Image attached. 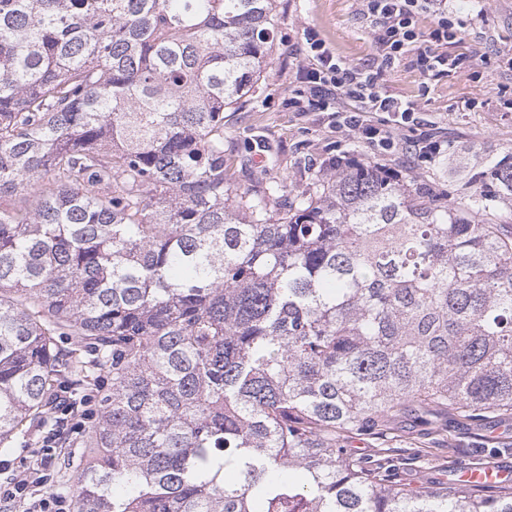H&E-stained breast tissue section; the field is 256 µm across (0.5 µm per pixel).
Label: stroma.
<instances>
[{"label": "stroma", "instance_id": "1", "mask_svg": "<svg viewBox=\"0 0 512 512\" xmlns=\"http://www.w3.org/2000/svg\"><path fill=\"white\" fill-rule=\"evenodd\" d=\"M275 38L266 79L253 100L245 102L224 123V157L241 187L270 181L290 190L304 187L309 173L323 169L329 158L347 152L359 159L400 171L429 184L445 201L455 200L476 168L512 154V0H448V10L465 22L456 41L445 45L449 55L482 58L478 72L461 69L423 84L417 56H402L385 78L387 94L421 101L425 116L436 122L448 141V153L431 163L413 155L382 156L364 144L346 139L319 112H298L288 105V88L302 58L301 28L316 26L336 53L357 65L371 64L375 48L362 15L360 0H277ZM64 350L84 361L90 391L100 395L112 387L102 355L74 336L60 339ZM391 442L400 473L415 485L435 487L447 481L454 465L483 462L512 465V421L452 420L447 431L401 418ZM70 447L56 448L51 488L67 493L83 466L87 432L70 434Z\"/></svg>", "mask_w": 512, "mask_h": 512}]
</instances>
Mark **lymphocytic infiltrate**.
<instances>
[{
	"mask_svg": "<svg viewBox=\"0 0 512 512\" xmlns=\"http://www.w3.org/2000/svg\"><path fill=\"white\" fill-rule=\"evenodd\" d=\"M366 8L376 47L374 65L361 67L341 59L316 27H305L302 42L307 63L297 72L299 86L293 89L291 102L330 113L337 127L348 129L365 144L389 152L407 145L425 161L439 157L445 142L423 131L421 105L387 95L383 78L409 50L416 51L418 70L426 82L466 64V57L437 50L455 39L463 24L449 15L447 0H366ZM426 11L433 14L435 25L425 36L417 20ZM55 442L52 435L39 440L19 476L0 491L1 499L21 505L23 512H72L67 496L46 488Z\"/></svg>",
	"mask_w": 512,
	"mask_h": 512,
	"instance_id": "f902f5d3",
	"label": "lymphocytic infiltrate"
}]
</instances>
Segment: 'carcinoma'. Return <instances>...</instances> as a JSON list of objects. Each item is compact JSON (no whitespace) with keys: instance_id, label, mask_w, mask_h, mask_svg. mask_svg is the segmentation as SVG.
<instances>
[{"instance_id":"carcinoma-1","label":"carcinoma","mask_w":512,"mask_h":512,"mask_svg":"<svg viewBox=\"0 0 512 512\" xmlns=\"http://www.w3.org/2000/svg\"><path fill=\"white\" fill-rule=\"evenodd\" d=\"M277 0H0V446L112 355L76 512H512L413 489L406 411L512 418V154L448 205L361 162L241 188ZM59 341L64 350L72 352L73 355L86 363L91 384L80 396H83L85 393H92L96 396L91 406L93 412H95L92 417L94 419L98 415L100 394L106 393L112 388V374L109 373L107 368L100 365L102 362L101 352H98V349L92 348L87 340H81L76 336H60Z\"/></svg>"}]
</instances>
